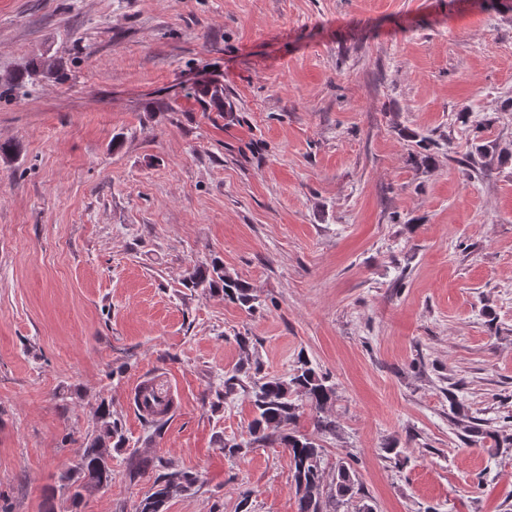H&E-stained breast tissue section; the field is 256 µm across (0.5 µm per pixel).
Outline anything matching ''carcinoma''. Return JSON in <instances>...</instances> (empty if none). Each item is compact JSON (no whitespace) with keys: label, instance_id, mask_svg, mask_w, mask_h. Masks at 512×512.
<instances>
[{"label":"carcinoma","instance_id":"cac0c4a2","mask_svg":"<svg viewBox=\"0 0 512 512\" xmlns=\"http://www.w3.org/2000/svg\"><path fill=\"white\" fill-rule=\"evenodd\" d=\"M38 77L57 79L60 74L45 61L33 60L13 76L12 88L21 90ZM197 95L210 106L224 107L222 86L203 85L197 89ZM491 161L487 146L478 143L461 164L472 174L481 176L489 170ZM184 286L221 292L224 299L247 311L253 310L257 303L251 286L226 273L224 266L216 261L189 268ZM240 390L248 394L253 419L248 424L247 437L223 442L224 455L236 457L251 448L263 446L283 448L292 472L291 488L294 489L297 512H344L346 504L360 494L356 472L349 462L340 459L336 462L334 482L326 486V449L321 444V438L336 434L339 428L336 417L326 413L336 398V383L301 356L286 379L262 376L258 370L251 373L243 365L225 373L224 390L215 392L217 403ZM306 413L311 420L310 432L301 426ZM94 415L95 430L84 438L72 467L58 477V490H49L43 512H57V491L66 495L72 508L76 509L86 496L112 482L113 451L127 447V441L122 428L112 419V403L100 401ZM455 426L465 444L473 443L476 438H489L497 451L512 447V434H505L478 418L459 419ZM124 462L126 476L131 482L154 473L152 484L136 512H165L166 504L173 497L191 491L199 482L195 473L179 470L170 462L156 463L139 457L134 450L128 453Z\"/></svg>","mask_w":512,"mask_h":512}]
</instances>
